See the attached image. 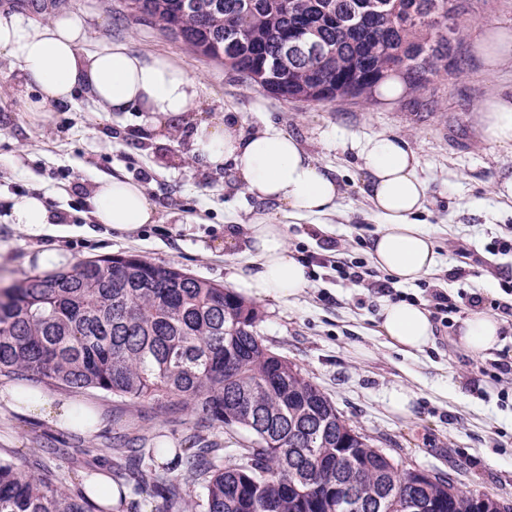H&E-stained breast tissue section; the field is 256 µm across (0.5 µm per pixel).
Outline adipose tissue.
Segmentation results:
<instances>
[{
	"label": "adipose tissue",
	"mask_w": 512,
	"mask_h": 512,
	"mask_svg": "<svg viewBox=\"0 0 512 512\" xmlns=\"http://www.w3.org/2000/svg\"><path fill=\"white\" fill-rule=\"evenodd\" d=\"M86 39L83 20L71 13L35 26L0 14V54L18 61L20 80L39 96L27 104L32 120H46L45 104L65 103L84 93L104 112L147 113L156 130L189 122L191 154L215 168L232 166L249 195L299 216L335 213L339 182L295 137L272 126L245 131L234 112L217 119L195 118L202 83L187 68L124 43L87 51ZM476 110L483 139L512 149V97H492L479 102ZM360 169L362 192L382 220L371 243L373 265L401 284L420 280L437 268L440 256L417 221L431 194L418 154L400 136L378 135L364 144ZM86 202L98 223L116 231L132 232L155 221L143 186L127 179H100ZM10 219L33 236L53 223L42 198L35 195L14 198ZM246 232L250 268L231 276L240 293L257 301H286L308 288V269L290 248L283 225L259 216L247 223ZM506 325L505 318L476 306L460 321L456 339L468 354L478 357L499 348ZM379 328L393 349L410 356L435 341L429 311L414 303H384ZM0 402L21 417L66 429L75 423L79 407L78 401L49 393L31 398L13 385L0 389Z\"/></svg>",
	"instance_id": "ef3b65f1"
}]
</instances>
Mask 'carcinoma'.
Wrapping results in <instances>:
<instances>
[{
	"label": "carcinoma",
	"instance_id": "carcinoma-1",
	"mask_svg": "<svg viewBox=\"0 0 512 512\" xmlns=\"http://www.w3.org/2000/svg\"><path fill=\"white\" fill-rule=\"evenodd\" d=\"M466 0H126L131 14L285 100L367 104L389 73L416 91L457 67ZM300 34L321 52L291 59ZM257 308L210 281L138 255L33 274L0 293V375L96 389L123 401L202 413L250 440L224 463V443L195 433L172 450L119 431L113 450L170 512H342L412 490L438 512H472L451 480L419 482L353 429L315 384L258 334ZM92 507L85 491L36 461L0 456V512H134Z\"/></svg>",
	"mask_w": 512,
	"mask_h": 512
}]
</instances>
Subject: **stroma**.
I'll return each instance as SVG.
<instances>
[{"mask_svg": "<svg viewBox=\"0 0 512 512\" xmlns=\"http://www.w3.org/2000/svg\"><path fill=\"white\" fill-rule=\"evenodd\" d=\"M58 12L83 20L87 49L124 42L137 52L162 55L201 78L199 110L205 117L239 113L246 129L272 124L300 138L312 156L336 176L343 196L337 214L290 216L236 185L230 171L213 169L189 154V131L181 123L158 138L138 112H103L85 95L50 103L49 117L31 121L26 103L34 90L22 86L17 63L0 55V288L41 272L43 264L68 269L97 256L136 254L198 278L228 285L249 255L245 225L263 215L283 224L299 257L341 256L368 261L381 226L361 192L356 147L381 133L404 136L432 180V195L419 221L433 237L442 263L426 277L451 297L480 295L512 303V201L497 199L493 185L512 171V150L485 142L474 108L485 98L512 95V64L489 72L474 47L487 25L512 29V0H474L458 47L459 74L421 92L370 104L286 101L240 80L223 64L192 55L179 41L133 18L125 0H52L36 12L18 0H0V14L25 24L46 23ZM104 176L141 184L156 209L154 223L133 232L97 224L84 200ZM35 194L59 218L57 229L32 236L9 223L12 199ZM233 243H226L227 232ZM464 276H457V269ZM311 285L289 302L258 303V330L334 403L337 411L403 472L421 469L452 478L465 491H484L512 503V383L498 380L488 362L512 359V332L499 349L473 357L455 343L460 317L438 328L434 347L409 357L391 348L379 330L383 296L311 266ZM403 385L416 395L411 416L393 414L389 391ZM50 393L93 405L95 433L30 423L0 412V454L28 466L45 443L68 449L48 462L80 483L88 471L125 483L112 460L115 426L144 429L179 448L196 416L160 410L153 402L128 405L92 389L59 385ZM96 447L97 456H83Z\"/></svg>", "mask_w": 512, "mask_h": 512, "instance_id": "obj_1", "label": "stroma"}]
</instances>
